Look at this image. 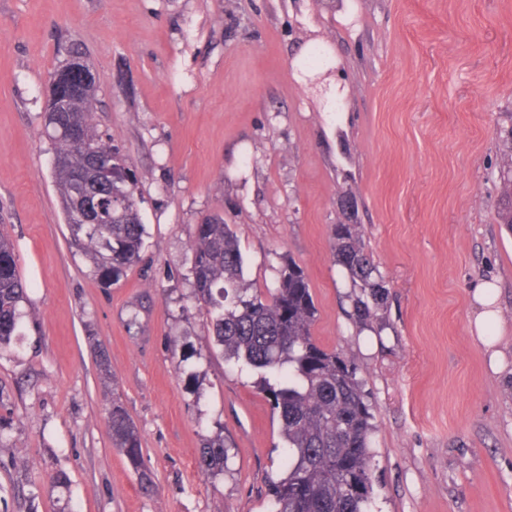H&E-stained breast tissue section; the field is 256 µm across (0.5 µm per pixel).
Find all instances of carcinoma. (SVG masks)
Listing matches in <instances>:
<instances>
[{"mask_svg":"<svg viewBox=\"0 0 512 512\" xmlns=\"http://www.w3.org/2000/svg\"><path fill=\"white\" fill-rule=\"evenodd\" d=\"M73 80L65 61L49 75L45 127L58 130L51 139L57 160L53 177L72 244L99 273L117 281L139 260L144 245L140 177L98 128V106L90 104L97 99L98 84L82 88ZM108 163L121 173L105 186L99 169ZM499 178L497 220L512 231V157ZM114 196L122 208L112 223H79L87 202L100 199L106 212ZM331 239L334 263L350 283L351 319L357 324L377 320L387 288L361 225L335 224ZM190 247L193 298L206 315L209 338L221 348L224 360L258 375L288 448L285 469L269 481V512H369L373 415L356 365L325 350L313 337L317 308L304 271L290 261L281 266L274 288L265 294L252 291L244 277L238 236L218 213L196 225ZM26 290L13 245L0 231V350L19 333ZM106 426L112 447L133 471L147 476L136 425L115 395ZM229 448L231 440L221 432L205 437L202 473H224Z\"/></svg>","mask_w":512,"mask_h":512,"instance_id":"1","label":"carcinoma"}]
</instances>
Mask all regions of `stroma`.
Returning <instances> with one entry per match:
<instances>
[{
  "mask_svg": "<svg viewBox=\"0 0 512 512\" xmlns=\"http://www.w3.org/2000/svg\"><path fill=\"white\" fill-rule=\"evenodd\" d=\"M72 41L101 129L142 176L145 245L115 284L71 243L43 133ZM510 112L512 0H0V230L30 313L0 354V512H267L278 418L192 303L211 213L251 287L302 267L315 340L358 367L370 512H512V232L495 220ZM348 193L389 290L381 331L351 320L333 262ZM482 280L500 314L481 340ZM116 395L151 484L112 446ZM220 430L229 470L210 478L200 447ZM498 288L494 283L485 281L475 288L473 293L474 312L471 320V332L479 339H485V327L497 318L494 308Z\"/></svg>",
  "mask_w": 512,
  "mask_h": 512,
  "instance_id": "obj_1",
  "label": "stroma"
}]
</instances>
